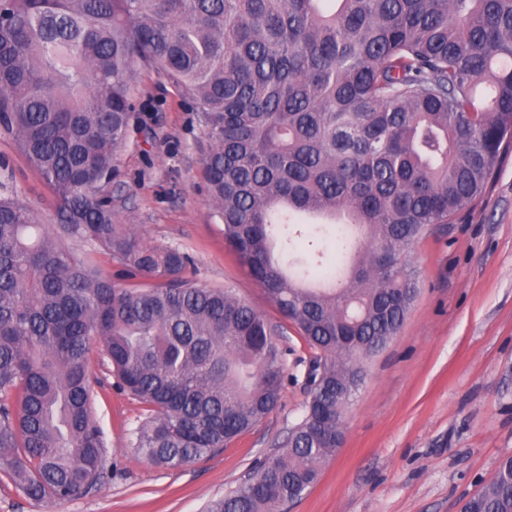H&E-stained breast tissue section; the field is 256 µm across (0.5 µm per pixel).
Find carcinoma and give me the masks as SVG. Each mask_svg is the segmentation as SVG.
Listing matches in <instances>:
<instances>
[{"instance_id":"carcinoma-1","label":"carcinoma","mask_w":512,"mask_h":512,"mask_svg":"<svg viewBox=\"0 0 512 512\" xmlns=\"http://www.w3.org/2000/svg\"><path fill=\"white\" fill-rule=\"evenodd\" d=\"M142 67L201 112L224 240L281 320L197 286L188 253L115 221L107 187ZM0 130L59 224L0 180V471L35 502L104 479L93 336L145 406L137 454L176 468L278 408L293 329L315 351L303 415L205 510L282 512L342 447L365 364L407 317L410 254L512 148V0H0ZM66 239L159 284L115 283ZM463 512H512V457Z\"/></svg>"}]
</instances>
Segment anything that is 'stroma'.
<instances>
[{
  "label": "stroma",
  "instance_id": "35a3bbf8",
  "mask_svg": "<svg viewBox=\"0 0 512 512\" xmlns=\"http://www.w3.org/2000/svg\"><path fill=\"white\" fill-rule=\"evenodd\" d=\"M140 121L109 186L120 223L145 243L188 252L205 288H228L270 319L279 313L224 241L206 191L204 122L183 90L139 71ZM18 194L55 224L53 194L15 139L0 131ZM419 292L343 420V446L320 481L285 512H461L512 456V150L483 198L454 224L429 228L411 257ZM288 383L279 407L255 430L174 469L140 458L130 443L144 407L116 387L98 341L89 346L93 402L106 442L107 476L95 491L34 502L0 472V512H203L275 453L308 399L313 352L286 341Z\"/></svg>",
  "mask_w": 512,
  "mask_h": 512
}]
</instances>
